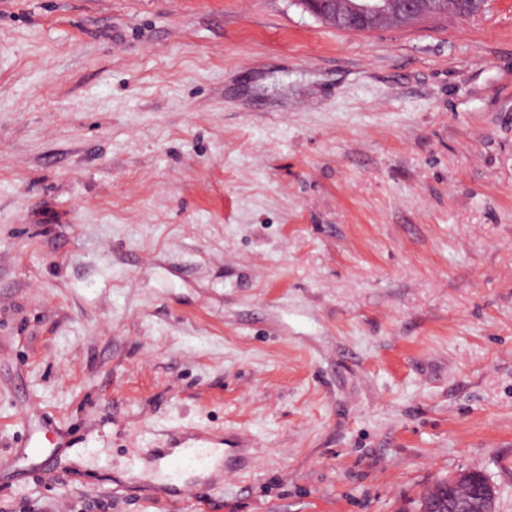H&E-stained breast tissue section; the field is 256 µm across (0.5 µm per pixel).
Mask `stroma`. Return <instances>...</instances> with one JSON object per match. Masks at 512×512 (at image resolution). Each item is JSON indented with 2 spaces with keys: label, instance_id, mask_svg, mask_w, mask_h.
I'll use <instances>...</instances> for the list:
<instances>
[{
  "label": "stroma",
  "instance_id": "1",
  "mask_svg": "<svg viewBox=\"0 0 512 512\" xmlns=\"http://www.w3.org/2000/svg\"><path fill=\"white\" fill-rule=\"evenodd\" d=\"M224 451L147 508L173 436ZM512 512V0H0V512ZM305 11L322 21L335 25L336 21L351 20L359 15L369 16L373 29L391 25L392 14L389 1L392 0H295ZM322 1H330L329 9L320 6ZM403 2L400 21L402 26H414L424 20L448 17L452 13V3L448 0V12L441 7H424L422 0H401ZM482 481V491L478 496L458 494L448 500V483H438L429 491L425 506L419 512H496V492L485 474L480 470L461 471L453 476L457 487L469 486L471 480Z\"/></svg>",
  "mask_w": 512,
  "mask_h": 512
}]
</instances>
